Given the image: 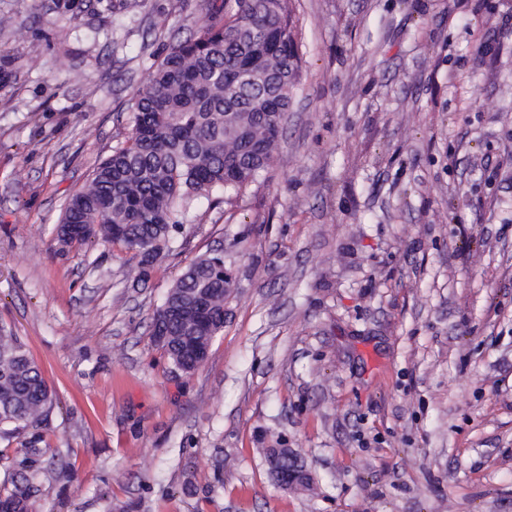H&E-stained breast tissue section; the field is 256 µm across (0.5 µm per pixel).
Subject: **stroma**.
Returning a JSON list of instances; mask_svg holds the SVG:
<instances>
[{
  "label": "stroma",
  "instance_id": "obj_1",
  "mask_svg": "<svg viewBox=\"0 0 512 512\" xmlns=\"http://www.w3.org/2000/svg\"><path fill=\"white\" fill-rule=\"evenodd\" d=\"M268 169L197 196L147 284L67 197L202 0H0V325L54 396L37 512H512V0H290ZM234 278L191 375L149 326L197 256ZM285 441L309 491L278 488Z\"/></svg>",
  "mask_w": 512,
  "mask_h": 512
}]
</instances>
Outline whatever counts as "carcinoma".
I'll return each mask as SVG.
<instances>
[{
	"label": "carcinoma",
	"instance_id": "carcinoma-1",
	"mask_svg": "<svg viewBox=\"0 0 512 512\" xmlns=\"http://www.w3.org/2000/svg\"><path fill=\"white\" fill-rule=\"evenodd\" d=\"M272 69L270 85L242 81ZM301 68L288 0L207 3V20L173 43L133 105L127 143L93 170L89 184L68 197L60 223L83 224L79 244H117L136 259L135 279L172 252L183 225L177 208L195 196L239 194L267 168L277 149ZM224 256L194 259L156 310L173 365L197 370L194 353L224 329ZM52 404L40 366L13 330L0 327V438L36 428ZM42 436L21 441L25 458L40 457ZM22 472L0 482V512H31Z\"/></svg>",
	"mask_w": 512,
	"mask_h": 512
}]
</instances>
